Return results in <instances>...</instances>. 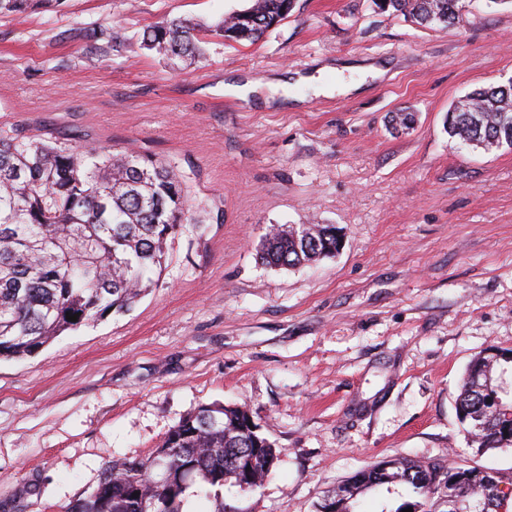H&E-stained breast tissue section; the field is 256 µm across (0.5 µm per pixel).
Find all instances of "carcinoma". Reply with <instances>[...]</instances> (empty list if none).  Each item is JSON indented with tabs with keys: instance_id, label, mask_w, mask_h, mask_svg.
I'll return each mask as SVG.
<instances>
[{
	"instance_id": "1",
	"label": "carcinoma",
	"mask_w": 512,
	"mask_h": 512,
	"mask_svg": "<svg viewBox=\"0 0 512 512\" xmlns=\"http://www.w3.org/2000/svg\"><path fill=\"white\" fill-rule=\"evenodd\" d=\"M59 0H0V13L26 15ZM294 0H250V6L224 18L217 35L254 43L281 22ZM383 10L421 25H448L459 18L460 0H375ZM196 24L173 20L151 27L144 46L171 63L204 55ZM450 138L473 149H512V81L475 90L448 111ZM187 223H198L186 204L180 177L170 164L139 153L73 149L0 130V360L36 353L51 340L127 310L154 285L165 264L168 239ZM340 230L313 224L302 231L268 232L261 259L271 267L294 269L330 257ZM78 315L71 322L66 314ZM512 359L500 362L493 392H512ZM485 357L468 364L456 412L460 424L481 448H511L506 430L512 401L490 409L473 389ZM261 454L246 461L236 449ZM276 459L275 444L251 415L236 407L202 406L178 422L152 455L106 466L97 488L67 512H185L188 496L212 500L214 512H236L224 505V485L260 487ZM386 473L370 467L356 473L347 488H334L318 512H353L360 493L386 484L415 495L413 512H442L440 485L453 468L441 462L393 459ZM174 477L168 481L167 477ZM476 474L456 487L462 512L471 508Z\"/></svg>"
}]
</instances>
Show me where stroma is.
Listing matches in <instances>:
<instances>
[{"label":"stroma","mask_w":512,"mask_h":512,"mask_svg":"<svg viewBox=\"0 0 512 512\" xmlns=\"http://www.w3.org/2000/svg\"><path fill=\"white\" fill-rule=\"evenodd\" d=\"M249 4L0 14V129L166 160L201 218L132 309L0 361V512H66L105 466L224 404L277 454L258 489L225 486L236 512H317L393 458L512 480V447L477 451L455 411L470 360L512 349V149L459 146L444 126L468 92L512 80V5L463 0L454 25L423 28L373 0H294L256 43L202 33L203 58L176 69L142 43L148 26L209 27ZM290 75L307 85L224 92ZM402 108L414 120L397 132ZM298 224L341 228L339 253L262 264L268 228Z\"/></svg>","instance_id":"35a3bbf8"}]
</instances>
